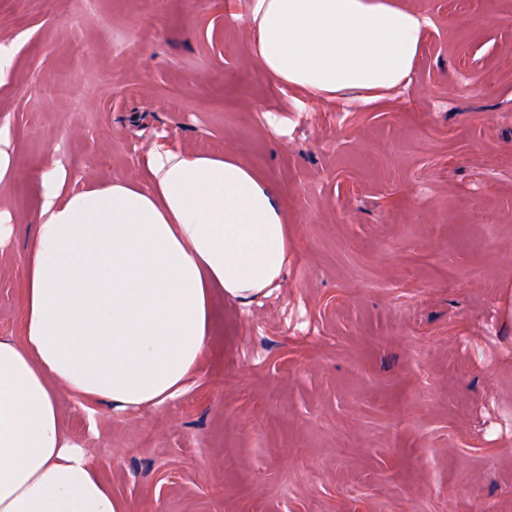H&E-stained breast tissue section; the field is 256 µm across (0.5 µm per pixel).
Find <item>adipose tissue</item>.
Returning a JSON list of instances; mask_svg holds the SVG:
<instances>
[{"mask_svg": "<svg viewBox=\"0 0 512 512\" xmlns=\"http://www.w3.org/2000/svg\"><path fill=\"white\" fill-rule=\"evenodd\" d=\"M253 56L306 100L369 108L408 86L432 22L408 0H249ZM143 180L37 173L22 256L23 329L0 336V512H131L64 426L56 396L134 412L184 393L211 334V293L241 309L288 272L275 183L231 150L154 143Z\"/></svg>", "mask_w": 512, "mask_h": 512, "instance_id": "adipose-tissue-1", "label": "adipose tissue"}]
</instances>
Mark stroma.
I'll list each match as a JSON object with an SVG mask.
<instances>
[{
    "label": "stroma",
    "mask_w": 512,
    "mask_h": 512,
    "mask_svg": "<svg viewBox=\"0 0 512 512\" xmlns=\"http://www.w3.org/2000/svg\"><path fill=\"white\" fill-rule=\"evenodd\" d=\"M409 87L363 110L270 83L240 0H0L17 228L0 336L21 332L36 174L138 179L155 134L280 186L279 291L212 295L194 384L63 423L134 512H512V0H413Z\"/></svg>",
    "instance_id": "stroma-1"
}]
</instances>
